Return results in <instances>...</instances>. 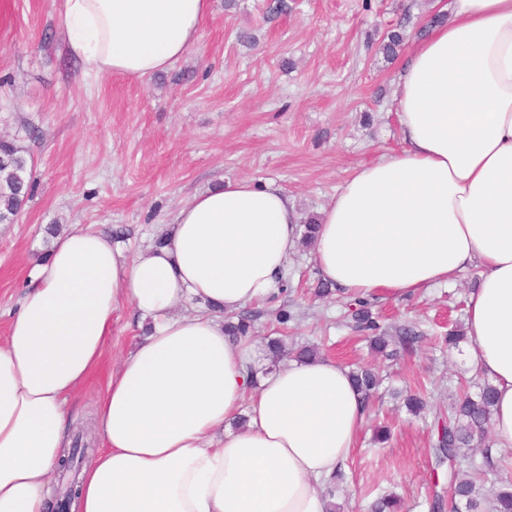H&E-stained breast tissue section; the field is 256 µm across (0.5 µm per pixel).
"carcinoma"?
Wrapping results in <instances>:
<instances>
[{"mask_svg": "<svg viewBox=\"0 0 512 512\" xmlns=\"http://www.w3.org/2000/svg\"><path fill=\"white\" fill-rule=\"evenodd\" d=\"M34 167L27 152L15 140L0 139V224H14L21 207L29 197L34 182ZM356 308L352 320L359 332L368 335L371 349L382 356H397L398 348H405L417 339L411 329L403 328L390 336L379 331V325L366 307V302L355 299ZM253 316L242 314L237 322H225L232 336H246L252 331ZM357 390L365 402L377 393L381 379L371 368H359L351 372ZM407 410L418 416L428 407L425 391L417 388L407 392L404 398ZM495 404V391L491 383H484L477 395L457 397L448 409V419L434 424L435 441L431 454L436 465L447 466L448 491L453 500V512H512V480L505 478L491 490V496L483 492V484L477 477L462 475L467 456L464 450L474 440L487 439Z\"/></svg>", "mask_w": 512, "mask_h": 512, "instance_id": "obj_1", "label": "carcinoma"}]
</instances>
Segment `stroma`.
<instances>
[{"mask_svg":"<svg viewBox=\"0 0 512 512\" xmlns=\"http://www.w3.org/2000/svg\"><path fill=\"white\" fill-rule=\"evenodd\" d=\"M211 0L199 40L169 69L137 79L85 75L69 57L59 25L61 0H0V135L16 139L36 182L16 223L0 224V336L6 335L31 271L50 249L44 226L78 224L117 238L125 258L152 245L162 226L198 192L226 180L277 182L301 221L320 215L358 164L399 147L392 100L405 53L383 50L404 25L422 38L451 0ZM289 286L247 306L255 332L289 349L317 344L322 357L371 365L380 396L336 483L341 512H368L385 492L402 512H429L437 480L430 419L408 414L396 390L423 385L447 412L458 386L478 393L466 351L448 352L441 335L465 321L479 268L446 285L401 298H371L388 330L420 339L397 360L372 353L347 317L341 291L318 297L312 249L288 261ZM290 312L278 323L276 311ZM141 320L119 310L104 358L81 387L70 433L88 454L100 441L96 409L112 368L139 340ZM391 439L374 444L373 429Z\"/></svg>","mask_w":512,"mask_h":512,"instance_id":"35a3bbf8","label":"stroma"}]
</instances>
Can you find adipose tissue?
Wrapping results in <instances>:
<instances>
[{"mask_svg": "<svg viewBox=\"0 0 512 512\" xmlns=\"http://www.w3.org/2000/svg\"><path fill=\"white\" fill-rule=\"evenodd\" d=\"M210 0H64L85 73L145 78L196 43ZM402 147L357 166L319 220L324 281L400 297L482 277L467 304L475 370L496 390L491 452L512 449V0H454L409 51L394 92ZM294 200L241 179L194 195L163 247L126 260L72 226L35 271L0 343V512H48L70 403L99 366L112 317L149 328L97 410L102 447L72 512H329L367 408L332 359L269 365L225 314L267 297L299 241ZM200 314L180 316L185 299ZM244 426L231 428L239 412Z\"/></svg>", "mask_w": 512, "mask_h": 512, "instance_id": "obj_1", "label": "adipose tissue"}]
</instances>
